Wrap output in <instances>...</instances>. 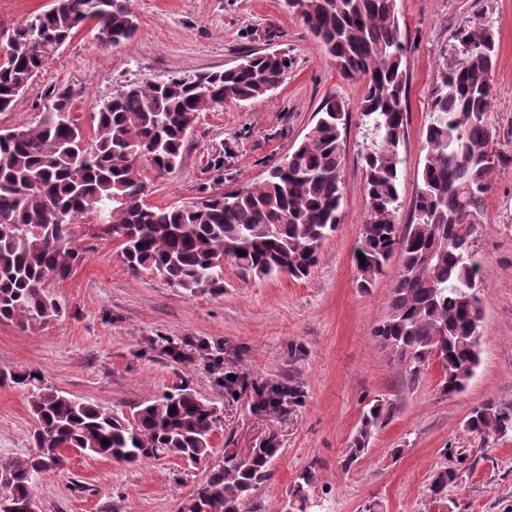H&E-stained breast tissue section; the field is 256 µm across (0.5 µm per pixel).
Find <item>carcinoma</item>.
<instances>
[{
    "instance_id": "carcinoma-1",
    "label": "carcinoma",
    "mask_w": 512,
    "mask_h": 512,
    "mask_svg": "<svg viewBox=\"0 0 512 512\" xmlns=\"http://www.w3.org/2000/svg\"><path fill=\"white\" fill-rule=\"evenodd\" d=\"M284 3L321 41L341 75L365 85L360 112L371 138L362 155L368 214L355 249L365 264L354 257L360 287H370L391 259L398 260L389 314L373 336L414 375L438 352L442 392L461 393L481 362L480 266L473 235L500 161L490 112L493 32L484 23H463L439 63L412 218L400 226L406 47L395 20L396 0ZM90 22L103 44H123L137 32L129 0H53L49 10L8 29L0 112ZM287 60L284 54L256 52L222 71L121 85L96 112L86 152L79 147L84 132L71 115L67 90L51 92L35 126L0 133V320L27 327L61 313L46 285L66 279L78 262L71 240L79 219L120 241L121 260L132 273L149 271L190 293L224 288L225 259L244 278L308 277L341 224L347 111L332 94L286 164L270 167L262 181L179 206L147 202L153 179L175 169L198 114L226 100L266 95L282 82ZM6 379L27 393L37 425L33 453L0 458V512H25L42 474L64 466L66 449L128 464L176 456L194 465L213 451L220 408L187 387L119 415L63 394L36 367L10 372ZM254 392L266 397L254 409L272 416L300 398L291 387L256 385ZM394 410L386 401L362 413L344 466L367 453ZM468 422L479 436L512 434V405L487 401L471 411ZM278 451L273 438L247 455L224 449L222 465L208 471L177 512H244L271 478ZM312 480L311 472H302L288 502L293 512L317 507L306 493ZM456 480L455 469L441 468L429 485L431 499L445 501Z\"/></svg>"
}]
</instances>
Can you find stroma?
<instances>
[{
  "label": "stroma",
  "instance_id": "obj_1",
  "mask_svg": "<svg viewBox=\"0 0 512 512\" xmlns=\"http://www.w3.org/2000/svg\"><path fill=\"white\" fill-rule=\"evenodd\" d=\"M130 6L138 18L130 43L103 44L91 28L78 30L13 107L0 112V131L37 124L57 89L71 90L73 115L89 131L94 112L118 86L219 71L251 52H282L291 66L281 84L269 95L200 113L177 168L154 179L148 201L180 204L216 185L231 191L255 184L301 143L331 93L350 113L341 224L308 278L244 280L228 262L223 291L190 294L150 273H130L112 237L78 223L72 246L81 259L66 279L48 286L60 315L25 328L0 321V372L36 366L56 389L125 413L186 385L221 407L224 418L211 458L198 465L174 457L127 465L69 453L64 467L46 472L33 491L40 512H177L209 468L222 463L226 445L246 450L271 437L280 454L255 493L253 512H286L308 468L320 512H362L369 501L383 512H438L428 487L451 454L465 459L448 488L454 512H512V436L482 439L464 428L483 402L512 404V0H396L407 75L397 223L412 216L442 55L468 20L489 24L496 43L491 119L503 161L483 196L475 236L482 362L466 390L452 397L442 392L438 364L426 362L411 375L373 335L388 314L396 262L370 287L357 280L354 251L368 213L362 80L340 75L283 0H130ZM218 157L220 170L211 166ZM174 344L183 346L184 358L170 354ZM230 371L239 377L232 393L223 380ZM257 383L295 386L301 399L268 417L252 408ZM377 399L394 403V415L368 453L343 468L361 414ZM34 426L26 393L0 383V457L29 453Z\"/></svg>",
  "mask_w": 512,
  "mask_h": 512
}]
</instances>
